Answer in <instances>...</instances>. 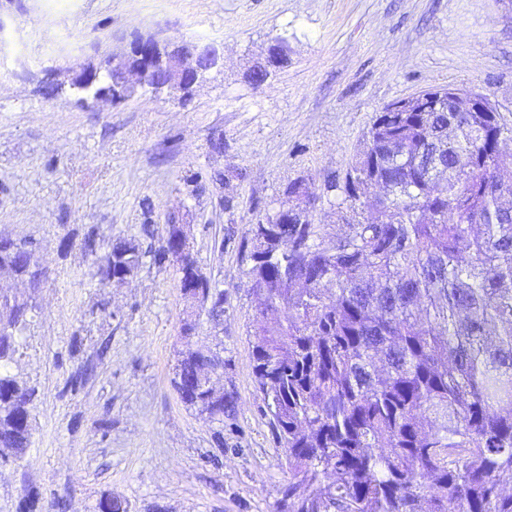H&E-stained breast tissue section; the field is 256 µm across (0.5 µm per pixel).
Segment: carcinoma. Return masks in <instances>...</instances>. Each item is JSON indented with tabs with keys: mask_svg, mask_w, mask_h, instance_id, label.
<instances>
[{
	"mask_svg": "<svg viewBox=\"0 0 512 512\" xmlns=\"http://www.w3.org/2000/svg\"><path fill=\"white\" fill-rule=\"evenodd\" d=\"M478 112H381L343 181L345 234L250 224L241 242L263 307L253 374L290 481L276 512H512V152ZM392 189L365 216L367 180ZM173 231L108 247L99 284L173 262ZM42 264L0 236V268ZM194 303L212 320L224 290ZM35 306L0 291V448L31 445L34 390L8 370ZM180 352L182 402L224 424L212 375Z\"/></svg>",
	"mask_w": 512,
	"mask_h": 512,
	"instance_id": "cac0c4a2",
	"label": "carcinoma"
}]
</instances>
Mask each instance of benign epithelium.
I'll return each instance as SVG.
<instances>
[{
  "label": "benign epithelium",
  "instance_id": "benign-epithelium-1",
  "mask_svg": "<svg viewBox=\"0 0 512 512\" xmlns=\"http://www.w3.org/2000/svg\"><path fill=\"white\" fill-rule=\"evenodd\" d=\"M221 59L219 49L212 44L187 46L185 43L161 42L154 37L133 42L123 54H108L96 63L80 66L75 71L73 86H91L102 79L104 85L98 98L113 103L131 97L144 87L155 95L186 98L203 74ZM440 104L448 112H494L486 100L476 94L448 88L426 91L393 106L397 112H427L432 105ZM309 201L305 189L299 187L289 197L274 204L270 223L292 224L297 215L311 214L304 206Z\"/></svg>",
  "mask_w": 512,
  "mask_h": 512
}]
</instances>
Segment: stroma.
Returning a JSON list of instances; mask_svg holds the SVG:
<instances>
[{"mask_svg":"<svg viewBox=\"0 0 512 512\" xmlns=\"http://www.w3.org/2000/svg\"><path fill=\"white\" fill-rule=\"evenodd\" d=\"M139 36L214 42L222 59L183 102L71 89L78 65ZM276 41L285 60L254 86ZM448 87L486 95L512 126V0H0V236L33 242L47 269L10 366L36 391L32 444L0 462V512L29 489L43 512L104 497L127 512H273L289 474L255 390L246 228L300 179L314 223L344 233L325 179L344 177L385 106ZM172 220L224 291L222 321L200 314L188 337L176 265L94 277L103 242L154 249ZM188 346L224 360L223 425L173 386Z\"/></svg>","mask_w":512,"mask_h":512,"instance_id":"obj_1","label":"stroma"}]
</instances>
